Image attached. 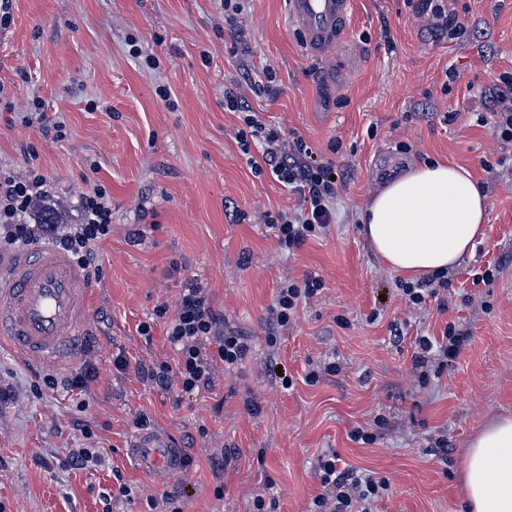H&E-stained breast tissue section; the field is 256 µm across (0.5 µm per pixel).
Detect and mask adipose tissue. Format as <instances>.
I'll return each instance as SVG.
<instances>
[{
  "label": "adipose tissue",
  "mask_w": 512,
  "mask_h": 512,
  "mask_svg": "<svg viewBox=\"0 0 512 512\" xmlns=\"http://www.w3.org/2000/svg\"><path fill=\"white\" fill-rule=\"evenodd\" d=\"M486 221L485 194L471 172L433 160L376 188L364 229L391 270L418 280L456 267ZM464 487L468 512H512V417L492 419L469 443Z\"/></svg>",
  "instance_id": "obj_1"
}]
</instances>
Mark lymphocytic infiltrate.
Segmentation results:
<instances>
[{
    "mask_svg": "<svg viewBox=\"0 0 512 512\" xmlns=\"http://www.w3.org/2000/svg\"><path fill=\"white\" fill-rule=\"evenodd\" d=\"M224 104L239 115L242 126L238 134L243 148L259 143L261 158L274 179L299 196L298 213L282 212L267 218L279 247L291 251L325 232L336 218L337 188L330 178L331 167L318 161L301 139L294 144L292 162L278 160V131L267 127L257 112L244 107L241 95L234 91L225 92ZM47 200L55 209L65 206L62 199L54 198L52 186L39 168L30 166L0 176V250L36 243L42 233L51 236L55 246L82 270L87 280L100 279L102 268L94 257V248L112 233V203L106 188L97 186L79 194L76 223H28L26 216L32 207ZM322 288L321 280L312 276L300 284L291 281L279 285L272 307L269 344H276L279 329L288 326L301 301L314 297ZM156 316L164 321L165 336L176 359L171 363H141L137 370L158 387H176L184 393L208 389L214 384L219 366L237 364L250 351L247 337L225 330L224 318L214 311L207 287L196 278L180 281L175 308L159 307ZM468 341L467 332L448 324L441 341L435 343L425 336L419 339L420 354L415 363L423 365L429 354L444 363L454 360ZM318 468L323 491L313 500L314 512H373L386 489L385 481L372 475L339 468L332 453L320 457Z\"/></svg>",
    "mask_w": 512,
    "mask_h": 512,
    "instance_id": "f902f5d3",
    "label": "lymphocytic infiltrate"
}]
</instances>
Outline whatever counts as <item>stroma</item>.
Instances as JSON below:
<instances>
[{
  "mask_svg": "<svg viewBox=\"0 0 512 512\" xmlns=\"http://www.w3.org/2000/svg\"><path fill=\"white\" fill-rule=\"evenodd\" d=\"M448 6L461 38L431 29L405 0H354L338 85L303 50L287 0H250L235 26L224 20V0H9L10 21L0 26V168L35 163L72 205L104 186L112 233L95 247L103 275L86 297L78 355L57 368L64 377L92 370L85 392L39 389L41 367L0 348V512H164L161 489L125 456L142 415L175 431L186 450L188 471L173 486L183 512H250L264 493L273 512H310L325 452L339 467L386 481L375 512H463L468 444L491 418L512 414V164H496L512 145L473 118L497 108L498 76L512 69V0ZM134 41L143 57L130 54ZM265 66L276 74L272 97L250 88ZM450 69L458 79L446 93ZM228 90L280 128L286 145L304 139L337 174L335 223L293 253L280 250L266 216L297 211L299 197L247 164L241 122L224 108ZM35 98L54 128L22 125ZM450 112L455 122H445ZM427 159L473 173L488 222L472 255L448 272L446 307L431 299L416 310L360 216L380 183ZM491 264L501 268L495 281L474 283ZM309 275L322 290L268 346L278 285ZM187 277L207 286L225 329L251 343L240 364L192 394L152 385L134 367L174 359L162 325L148 337L138 327L174 305ZM451 323L470 341L448 365L429 360L421 383L415 341ZM120 354L130 362L123 371L114 366ZM332 360L336 374L304 382L308 368ZM278 365L293 387L275 378ZM78 418L105 448L104 469L68 467L70 449L83 442ZM358 427L374 442L351 441ZM441 439L444 455L433 450ZM218 454L219 472L211 465ZM120 480L130 496L104 505L101 493Z\"/></svg>",
  "mask_w": 512,
  "mask_h": 512,
  "instance_id": "stroma-1",
  "label": "stroma"
}]
</instances>
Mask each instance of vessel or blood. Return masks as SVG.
Masks as SVG:
<instances>
[{
    "label": "vessel or blood",
    "mask_w": 512,
    "mask_h": 512,
    "mask_svg": "<svg viewBox=\"0 0 512 512\" xmlns=\"http://www.w3.org/2000/svg\"><path fill=\"white\" fill-rule=\"evenodd\" d=\"M353 0H289L288 19L305 52L332 62L351 29ZM90 288L81 271L60 251L45 248L18 260L0 280V343L42 365L59 364L85 334L84 299ZM126 454L151 484H174L187 472L184 448L163 428L132 435Z\"/></svg>",
    "instance_id": "vessel-or-blood-1"
}]
</instances>
